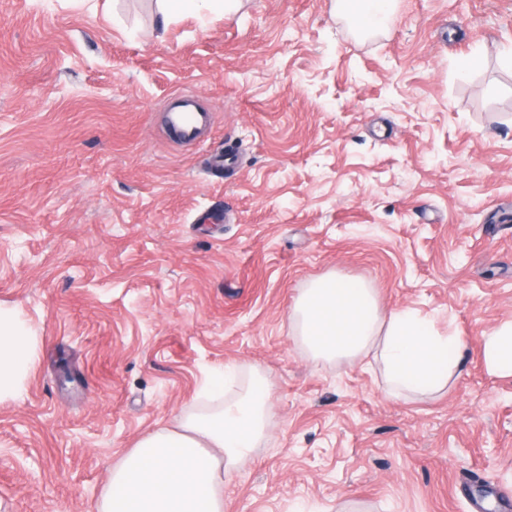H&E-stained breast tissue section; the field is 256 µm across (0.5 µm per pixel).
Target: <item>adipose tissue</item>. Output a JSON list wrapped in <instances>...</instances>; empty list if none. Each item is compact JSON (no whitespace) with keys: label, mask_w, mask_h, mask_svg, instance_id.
<instances>
[{"label":"adipose tissue","mask_w":512,"mask_h":512,"mask_svg":"<svg viewBox=\"0 0 512 512\" xmlns=\"http://www.w3.org/2000/svg\"><path fill=\"white\" fill-rule=\"evenodd\" d=\"M289 321L295 341L318 363L353 364L370 357L394 397H433L458 375L464 339L434 331L408 308L385 310L363 281L328 273L310 281ZM485 364L512 377V321L484 336ZM38 341L19 315L0 308V401L22 395ZM209 409L147 432L113 464L92 512H224V477L237 470L268 433L271 388L250 368L241 394L224 383L202 386Z\"/></svg>","instance_id":"ef3b65f1"}]
</instances>
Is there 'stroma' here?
Instances as JSON below:
<instances>
[{
  "label": "stroma",
  "mask_w": 512,
  "mask_h": 512,
  "mask_svg": "<svg viewBox=\"0 0 512 512\" xmlns=\"http://www.w3.org/2000/svg\"><path fill=\"white\" fill-rule=\"evenodd\" d=\"M185 90L190 147L163 131ZM331 272L465 336L446 394L305 354L288 315ZM0 307L38 338L0 512H89L238 364L269 431L224 512H505L512 377L481 339L512 320V0H396L365 35L336 0H0ZM234 1L235 0H164L163 2H167V5L163 13L165 14L167 11H177L186 6H191L198 12L203 9L208 11L220 8L226 9Z\"/></svg>",
  "instance_id": "stroma-1"
}]
</instances>
